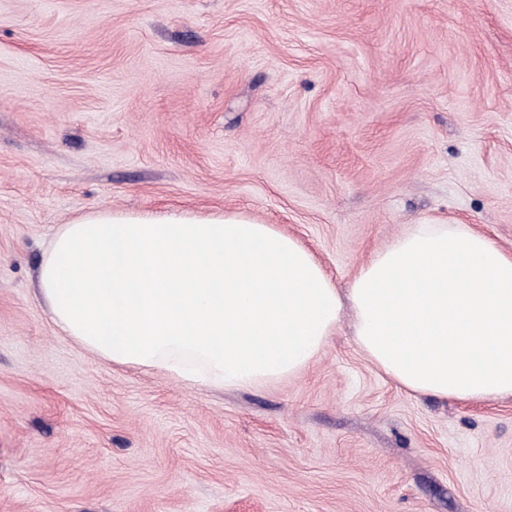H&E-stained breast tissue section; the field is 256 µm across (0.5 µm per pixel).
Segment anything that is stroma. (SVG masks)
I'll return each instance as SVG.
<instances>
[{
  "label": "stroma",
  "instance_id": "stroma-1",
  "mask_svg": "<svg viewBox=\"0 0 512 512\" xmlns=\"http://www.w3.org/2000/svg\"><path fill=\"white\" fill-rule=\"evenodd\" d=\"M91 210L244 213L341 288L428 217L512 254V0H0V512H512V397L409 395L350 314L226 390L58 334Z\"/></svg>",
  "mask_w": 512,
  "mask_h": 512
}]
</instances>
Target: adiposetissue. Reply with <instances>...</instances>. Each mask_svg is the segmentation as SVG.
I'll return each instance as SVG.
<instances>
[{
	"mask_svg": "<svg viewBox=\"0 0 512 512\" xmlns=\"http://www.w3.org/2000/svg\"><path fill=\"white\" fill-rule=\"evenodd\" d=\"M60 335L115 365L246 388L297 375L344 307L398 388L512 396V256L467 224L409 225L340 292L297 238L239 212L92 211L38 268Z\"/></svg>",
	"mask_w": 512,
	"mask_h": 512,
	"instance_id": "1",
	"label": "adipose tissue"
}]
</instances>
